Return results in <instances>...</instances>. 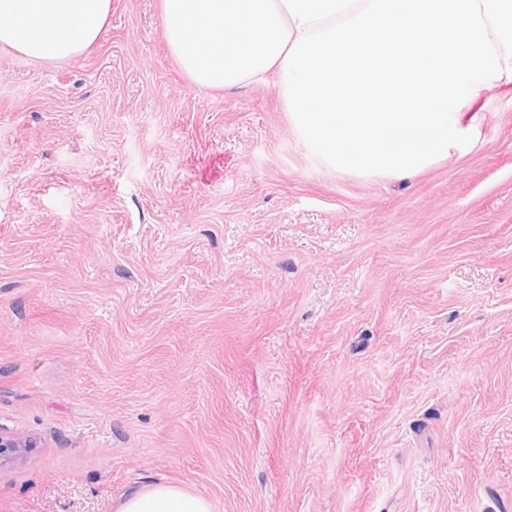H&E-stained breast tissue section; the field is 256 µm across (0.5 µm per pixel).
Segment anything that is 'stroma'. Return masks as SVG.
Listing matches in <instances>:
<instances>
[{
	"label": "stroma",
	"instance_id": "stroma-1",
	"mask_svg": "<svg viewBox=\"0 0 512 512\" xmlns=\"http://www.w3.org/2000/svg\"><path fill=\"white\" fill-rule=\"evenodd\" d=\"M160 0L0 49V512H512V87L402 179L328 169L275 82L194 86ZM115 512H213L211 501L184 487L156 482L118 501Z\"/></svg>",
	"mask_w": 512,
	"mask_h": 512
}]
</instances>
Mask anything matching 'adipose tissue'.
<instances>
[{"label": "adipose tissue", "mask_w": 512, "mask_h": 512, "mask_svg": "<svg viewBox=\"0 0 512 512\" xmlns=\"http://www.w3.org/2000/svg\"><path fill=\"white\" fill-rule=\"evenodd\" d=\"M112 0H0V48L38 63L70 60L99 39ZM115 512H213L211 501L184 487L156 482L130 492Z\"/></svg>", "instance_id": "1"}]
</instances>
